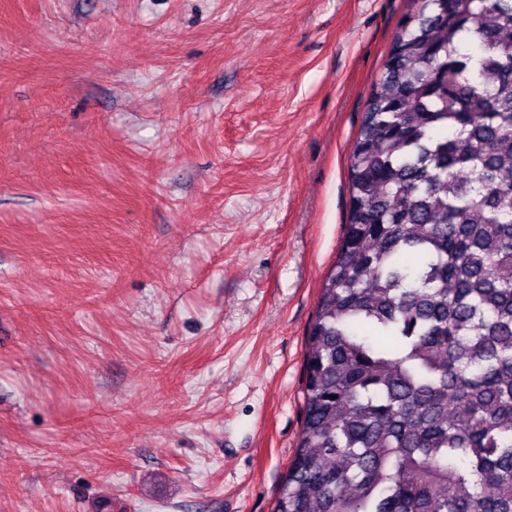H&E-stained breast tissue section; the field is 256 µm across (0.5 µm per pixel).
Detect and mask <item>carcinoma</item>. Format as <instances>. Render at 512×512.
I'll return each mask as SVG.
<instances>
[{
	"label": "carcinoma",
	"mask_w": 512,
	"mask_h": 512,
	"mask_svg": "<svg viewBox=\"0 0 512 512\" xmlns=\"http://www.w3.org/2000/svg\"><path fill=\"white\" fill-rule=\"evenodd\" d=\"M349 164L273 512H512V0H417Z\"/></svg>",
	"instance_id": "carcinoma-1"
}]
</instances>
